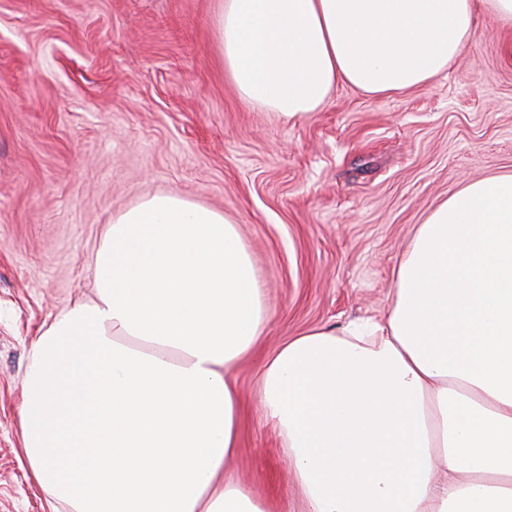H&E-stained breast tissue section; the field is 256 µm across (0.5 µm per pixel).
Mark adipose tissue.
Masks as SVG:
<instances>
[{"instance_id":"ef3b65f1","label":"adipose tissue","mask_w":512,"mask_h":512,"mask_svg":"<svg viewBox=\"0 0 512 512\" xmlns=\"http://www.w3.org/2000/svg\"><path fill=\"white\" fill-rule=\"evenodd\" d=\"M482 8L512 25V0H220L215 26L242 98L290 120L340 85L428 83ZM95 273L97 300L34 346L21 431L36 482L72 512H269L224 467L232 370L268 321L236 224L149 197L113 219ZM258 402L305 512H512V175L436 205L387 316L288 340Z\"/></svg>"}]
</instances>
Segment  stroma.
Masks as SVG:
<instances>
[{
    "instance_id": "stroma-1",
    "label": "stroma",
    "mask_w": 512,
    "mask_h": 512,
    "mask_svg": "<svg viewBox=\"0 0 512 512\" xmlns=\"http://www.w3.org/2000/svg\"><path fill=\"white\" fill-rule=\"evenodd\" d=\"M217 6L0 0V512H55L21 448L24 381L40 333L95 298L94 263L119 213L172 194L238 225L269 322L233 371L243 414L226 469L273 512H299L257 405L264 362L311 327L384 318L430 207L512 174V26L480 15L427 84L340 85L285 121L235 89Z\"/></svg>"
}]
</instances>
